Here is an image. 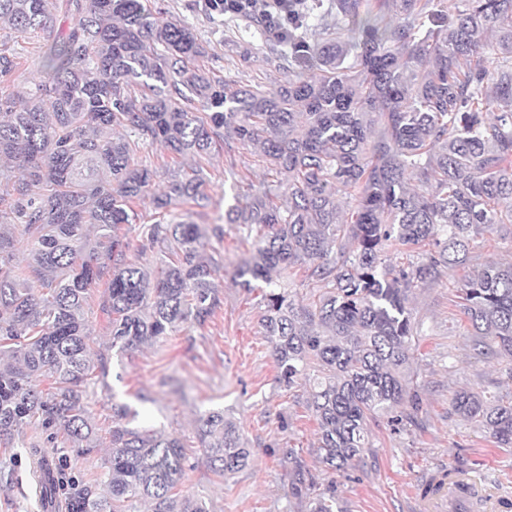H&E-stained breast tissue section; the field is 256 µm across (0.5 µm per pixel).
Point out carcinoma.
Masks as SVG:
<instances>
[{"instance_id":"obj_1","label":"carcinoma","mask_w":512,"mask_h":512,"mask_svg":"<svg viewBox=\"0 0 512 512\" xmlns=\"http://www.w3.org/2000/svg\"><path fill=\"white\" fill-rule=\"evenodd\" d=\"M76 17L48 53L52 76L29 96L0 99V160L17 174L0 192V447H96L85 385L107 354L84 320L92 288L111 348L127 354L220 307L219 260L205 256L224 228L181 219L175 206L204 196L197 168L174 175L153 199L157 217L134 240L155 171L140 147L164 144L203 157L235 142L259 149L276 185H260L225 213L262 232L236 275L263 283L261 324L291 388L313 382L309 407L322 462L345 470L368 451L367 421L409 394L412 290L472 260L470 246L512 224V0H303L288 30L292 65L277 88L237 87L193 67L206 48L192 27L143 0H62ZM53 0H0L16 30L46 25ZM498 112L488 117L490 105ZM201 105L204 113L196 112ZM418 184H410L411 178ZM353 205L346 211L339 196ZM19 224L36 245L21 266L5 230ZM421 250L394 267L387 254ZM106 255L111 264L100 262ZM302 266L318 288L306 307L278 280ZM475 349L512 356V263L486 262L462 289ZM455 410L502 448L512 447V402L470 391ZM113 411L107 491L82 487L68 512H207L180 489L181 438L123 422ZM36 424L43 445L26 441ZM205 466L219 477L248 464L240 426L222 411L198 419ZM310 512H344L336 486Z\"/></svg>"}]
</instances>
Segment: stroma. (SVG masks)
<instances>
[{"label":"stroma","mask_w":512,"mask_h":512,"mask_svg":"<svg viewBox=\"0 0 512 512\" xmlns=\"http://www.w3.org/2000/svg\"><path fill=\"white\" fill-rule=\"evenodd\" d=\"M148 8L193 28L207 47L199 68L229 83L270 90L285 78L282 62L257 23L207 10L203 0H147ZM73 24L71 14L53 8L45 29L22 33L0 22V55L14 67L0 76V98L28 95L35 82L47 79V52ZM136 162L156 177L138 212L151 223L153 198L168 174L187 169L163 145L141 148ZM209 177L205 197L178 205L179 213L198 224H220L224 239L213 248L221 257L215 276L221 306L205 325L187 327L140 351L110 354L102 382L86 392L95 422L112 424V408L127 406L138 423L172 433L187 446L185 492L205 500L209 512H308L307 498L293 495L291 475L302 469L312 493L335 486L347 512H424L421 478L441 463L482 471L502 490L512 493V448H501L453 407L457 393H499L512 397V360L474 351L469 324L460 308V290L473 273L472 264L443 269L441 276L414 289L410 307L416 332L410 343L407 387L417 407L402 405L396 421L382 416L367 425L371 448L360 461L337 473L322 463L317 451L318 425L307 407L309 384L284 389L259 323V291L246 288L235 271L256 249L257 237L225 221L234 197L247 194L266 179L256 150L232 151L204 159ZM223 411L240 424L251 452L250 463L237 473L216 478L200 463L196 439L200 416ZM108 436L100 434L88 453L60 455L66 481L93 484L105 467ZM27 454L0 447V512H38L29 490Z\"/></svg>","instance_id":"stroma-1"}]
</instances>
